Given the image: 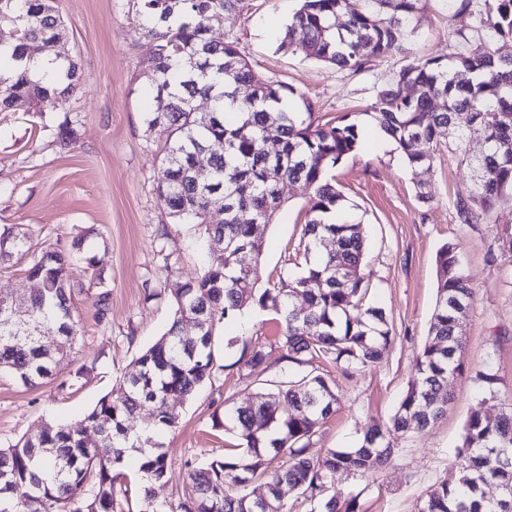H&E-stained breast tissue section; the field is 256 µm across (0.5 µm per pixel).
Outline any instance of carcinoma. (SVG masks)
<instances>
[{"instance_id": "obj_1", "label": "carcinoma", "mask_w": 512, "mask_h": 512, "mask_svg": "<svg viewBox=\"0 0 512 512\" xmlns=\"http://www.w3.org/2000/svg\"><path fill=\"white\" fill-rule=\"evenodd\" d=\"M134 28L156 40L147 66L156 76L157 108L149 128L164 139L158 197L170 217L197 224L206 235L209 261L196 281L174 297L167 331L134 361L82 419L45 424L40 437L0 448V512H120L116 484L125 477L127 453L138 454L139 483L127 512H260L249 487H266L268 512H355L354 502L328 495L336 476H365L394 454L391 436L416 426L426 428L444 413L450 397L448 378L463 374L461 317L473 299L452 246L436 257L437 301L429 336L409 385L388 425L366 431L356 448L311 453L306 440L335 412L333 384L314 371H302L248 392L213 412V427L235 434L238 448L213 457L189 474V490L177 503L159 504L153 484L167 473L160 432L178 426L167 400L190 398L226 369L214 359L218 327L247 308L271 310L282 326L280 359L298 366L329 360L350 375L376 362L392 339L382 308L366 306L361 225L336 224L327 215L344 200L326 176L327 169L358 145L357 126L316 121L305 111L279 104L290 88L252 69L237 39L208 36L211 17L240 15L250 0H129ZM422 0H302L286 27L279 48L357 74L384 56L403 53ZM342 15L346 24L336 27ZM12 32L11 59L42 55L45 40L60 36L64 21L60 0H0V31ZM63 82L46 85L27 70L5 68L0 84L9 94L0 112L15 107L37 111L50 98L65 102L80 81L76 64L57 63ZM224 91L212 95L217 85ZM221 101L197 112L195 99ZM468 114L470 126L488 146L473 161L474 191L456 199L463 224L490 210L492 200L512 192V0H484V17L446 56L400 69L383 83L374 118L397 143L410 166L429 167L443 138L461 147L464 135L456 116ZM208 156L209 177L198 178L195 156ZM307 191V221L295 247L304 260L297 275L281 273L258 286L254 269L264 253V229L285 204L283 182ZM224 219L212 224L213 211ZM0 260L29 251L24 234L0 233ZM82 253L45 252L27 274L39 288L31 295L23 328L10 320V302L0 295V371L25 385L48 380L60 371L79 338L71 317L73 288L68 269ZM304 304L297 310L294 302ZM50 331L51 346L40 333ZM272 346L260 338L242 340L235 364L255 369L270 363ZM146 410L152 421L132 430L130 419ZM89 431L98 440H85ZM282 463L275 466L276 459ZM297 490L288 504L277 494L281 484ZM499 486L489 499L485 487ZM418 512H512V407L490 419L476 412L464 427L456 467L429 487Z\"/></svg>"}]
</instances>
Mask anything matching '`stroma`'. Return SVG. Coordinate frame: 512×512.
Masks as SVG:
<instances>
[{
  "label": "stroma",
  "instance_id": "stroma-1",
  "mask_svg": "<svg viewBox=\"0 0 512 512\" xmlns=\"http://www.w3.org/2000/svg\"><path fill=\"white\" fill-rule=\"evenodd\" d=\"M299 5L300 0H250L242 15L212 21L211 35L237 38L255 70L290 87L292 104L310 103L324 122L356 124L362 137L380 85L408 64L448 54L458 32L477 26L484 9L483 0H471L466 9L461 0H423L408 53L352 74L280 50ZM61 11L65 33L44 54L73 59L82 85L64 104L48 100L35 112H0V231L19 230L32 246L0 264V294L27 306L35 287L27 275L33 254L67 250L81 238L87 250L108 255L100 272L79 258L70 268L79 284L71 315L80 337L57 378L29 388L0 373V448L36 436L43 423H71L92 410L167 330L177 290L208 263L200 228L173 221L156 194L162 140L145 122L155 105L145 68L154 41L133 27L128 0H61ZM65 123L76 133L70 144L58 137ZM483 148V135L472 133L465 151L441 146L430 169L416 172L396 143L371 150L362 140L327 171L346 199L344 218L363 229L366 303L386 311L393 337L380 359L353 379L334 363L318 364L336 383L337 404L311 436V448L357 447L368 425L395 413L428 339L442 245L453 246L474 292L463 321L465 369L448 381L452 399L444 415L426 429L395 435L396 454L373 475L336 479L333 492L339 500H354L356 512H417L428 488L453 465L468 417L478 411L492 418L512 405V253L501 247L503 236L512 233V194L493 200L487 219L476 224L460 223L454 209L456 198L473 188L468 160ZM420 181L434 195L430 203L416 197ZM283 195L286 206L264 231V279L296 270L294 247L307 220L308 193L288 183ZM149 287L161 289V297L147 299ZM103 291L108 298L102 304ZM251 315L247 326L234 323L216 331L214 352L224 374L191 399H171L179 424L160 437L168 471L154 486L157 500L179 501L189 482L187 461L221 456L235 444L232 432L212 423L217 405L294 372L286 362L263 371L233 369L237 352L225 348V341L278 339L272 312L255 309ZM82 367L87 375L74 379ZM478 370L496 375L492 391L474 382Z\"/></svg>",
  "mask_w": 512,
  "mask_h": 512
}]
</instances>
